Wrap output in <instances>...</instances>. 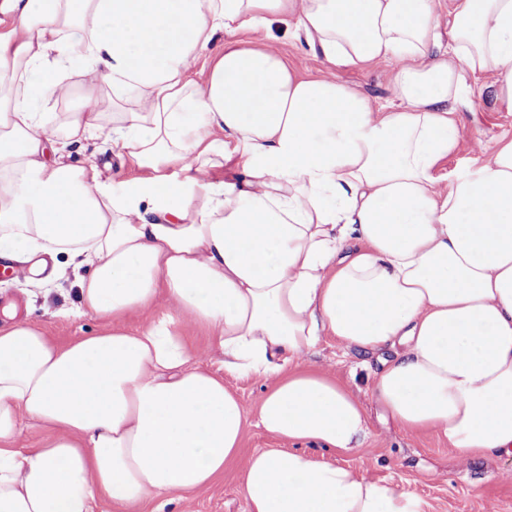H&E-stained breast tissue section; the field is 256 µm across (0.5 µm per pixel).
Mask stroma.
Returning <instances> with one entry per match:
<instances>
[{
    "label": "stroma",
    "instance_id": "1",
    "mask_svg": "<svg viewBox=\"0 0 512 512\" xmlns=\"http://www.w3.org/2000/svg\"><path fill=\"white\" fill-rule=\"evenodd\" d=\"M238 41L272 50L300 74H318L321 66L310 59L293 27L276 22L269 29H246ZM396 63H379L364 70L337 68L335 75L368 97L374 104H397L393 76ZM459 144L441 162L436 175L440 186H449L466 169L487 161L498 139L512 138V112L497 107L488 90L473 88L456 114ZM73 156L98 165L114 186L137 177L134 169L122 167L104 139L77 144ZM78 300L73 279L35 283L23 278L0 276V308L15 304L21 320L44 325L61 344L73 337L95 332L94 317L73 318L66 311ZM394 348L358 355L335 337H323L316 349L304 355L302 365L336 376L364 406L368 436L361 448L348 455L325 452L326 460L349 466L367 478L384 482L395 490L418 497L424 512H512V456L493 463L467 457L450 448L438 433H410L402 429L376 402L371 392L373 375L383 360L394 357ZM166 512H245L235 470H227L211 488L185 495L167 506Z\"/></svg>",
    "mask_w": 512,
    "mask_h": 512
}]
</instances>
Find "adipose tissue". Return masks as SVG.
<instances>
[{"mask_svg": "<svg viewBox=\"0 0 512 512\" xmlns=\"http://www.w3.org/2000/svg\"><path fill=\"white\" fill-rule=\"evenodd\" d=\"M439 6L0 0V257L29 278L76 272L71 316L103 324L64 345L0 324V512H163L232 467L246 512H423L308 454L368 434L360 401L298 364L325 336L401 346L372 392L405 430L512 456V138L448 188L435 176L468 78L492 74L512 111V0H457L444 38ZM275 21L321 74L236 43ZM380 62L398 65L399 105L333 74ZM76 67L85 106L57 129L39 108L70 97ZM100 137L141 172L122 190L69 160ZM231 160L239 178H207ZM228 373L265 381L257 410ZM26 420L50 429L41 447H19ZM254 426L289 449L243 455ZM182 335L188 346L199 354V360L203 365L213 359L214 354L207 348V339L204 333L196 327L188 325L182 330Z\"/></svg>", "mask_w": 512, "mask_h": 512, "instance_id": "adipose-tissue-1", "label": "adipose tissue"}]
</instances>
